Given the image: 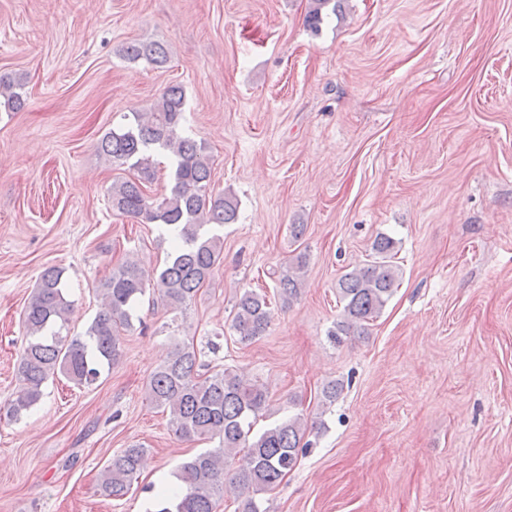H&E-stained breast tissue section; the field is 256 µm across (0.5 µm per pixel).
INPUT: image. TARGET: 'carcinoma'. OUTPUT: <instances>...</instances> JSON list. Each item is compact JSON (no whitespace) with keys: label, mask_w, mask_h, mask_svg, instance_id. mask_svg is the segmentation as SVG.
<instances>
[{"label":"carcinoma","mask_w":512,"mask_h":512,"mask_svg":"<svg viewBox=\"0 0 512 512\" xmlns=\"http://www.w3.org/2000/svg\"><path fill=\"white\" fill-rule=\"evenodd\" d=\"M332 0H313L307 14L310 28L319 29L323 8ZM124 56L161 67L168 52L159 43H131ZM25 82L0 78V105L14 110L24 105ZM185 112L182 86H168L147 112L106 133L98 151L119 166H128L133 176L112 183V211L144 224L174 227L175 238L165 268L159 273L161 301L172 311H183L213 278L223 260V238L217 228L237 220L238 200L210 189L212 158L204 144L181 135ZM171 153L169 194L152 200L146 188L156 179L152 152ZM396 242L378 236L372 256L343 273L336 290L343 302L342 315L330 335L337 342L350 334L362 335L378 318L399 287L400 267L395 262ZM306 256L299 254L278 280L285 302L296 299L303 288ZM63 272L45 268L22 313L27 344L18 362L22 387L10 403L18 417L39 402L43 385L60 375L75 385L93 383L102 365H112L122 356V332L132 327L136 306L150 286L144 270L133 260L112 267L99 283L102 307L86 330L62 335L72 304L66 299ZM270 312L266 296L246 290L234 306L230 329L241 343H250L268 329ZM148 401L169 413V424L180 439H209L217 446L183 463L175 478L176 488L161 492L157 512H215L224 493V478L237 488V512H263L261 495L274 490L292 471L300 453L310 447L303 442L308 424L297 415L255 435L252 420L268 409L266 388L231 367L202 368L192 344H174L167 357L149 375ZM146 449L132 444L112 454L100 474L102 495L124 497L145 467Z\"/></svg>","instance_id":"carcinoma-1"}]
</instances>
